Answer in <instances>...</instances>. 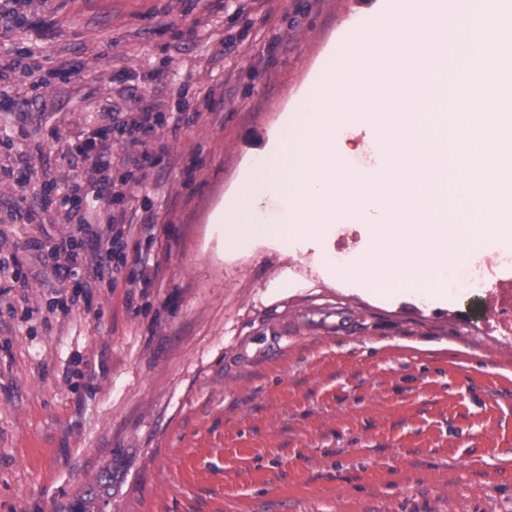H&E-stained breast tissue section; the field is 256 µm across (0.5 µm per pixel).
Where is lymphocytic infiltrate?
<instances>
[{
  "label": "lymphocytic infiltrate",
  "mask_w": 512,
  "mask_h": 512,
  "mask_svg": "<svg viewBox=\"0 0 512 512\" xmlns=\"http://www.w3.org/2000/svg\"><path fill=\"white\" fill-rule=\"evenodd\" d=\"M102 116V123L88 136L68 144L62 152L69 167L80 171L77 180L40 176L42 145L27 125H18L0 140V152L9 159L7 165L0 167V173L10 186V204L5 222L0 225V276L6 281L0 295L8 297L13 290L27 288L25 266L31 253L59 284L73 285L79 293L90 292L104 283L114 284L130 260L138 268L140 285L153 286L160 263L146 250L127 257L125 249L139 230L127 219L132 199L126 192L114 190L110 171L112 147L123 142L139 150V174L134 185L149 183L152 169L170 154L168 146L158 138L166 120L156 104L127 113L119 121L108 109L103 110ZM91 196L106 200L108 210L103 212L88 204ZM18 220L28 224L62 222L68 224L69 230L44 242L30 239L21 249L10 235L11 224Z\"/></svg>",
  "instance_id": "f902f5d3"
}]
</instances>
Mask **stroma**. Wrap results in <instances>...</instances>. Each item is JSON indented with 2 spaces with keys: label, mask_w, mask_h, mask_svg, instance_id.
I'll list each match as a JSON object with an SVG mask.
<instances>
[{
  "label": "stroma",
  "mask_w": 512,
  "mask_h": 512,
  "mask_svg": "<svg viewBox=\"0 0 512 512\" xmlns=\"http://www.w3.org/2000/svg\"><path fill=\"white\" fill-rule=\"evenodd\" d=\"M30 0L0 44L33 52L0 138L41 122L44 167L99 107L163 105L153 249L44 325L0 309V512H60L103 468L105 512H512V339L476 288L374 298L321 262L367 250L370 219L325 239L229 249L213 216L265 155L345 29L382 0ZM134 71L145 84L115 83ZM200 119H193V110ZM148 248L145 251L138 250L134 257V263L138 268L137 277L142 288H150L157 278L160 263L158 259L151 260Z\"/></svg>",
  "instance_id": "stroma-1"
}]
</instances>
